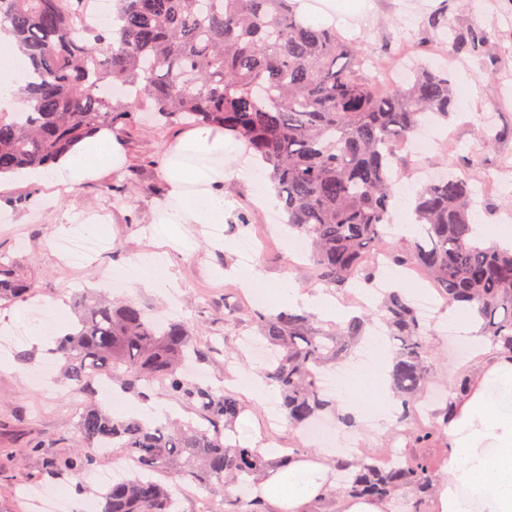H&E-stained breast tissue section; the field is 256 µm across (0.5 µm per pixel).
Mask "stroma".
<instances>
[{"instance_id":"35a3bbf8","label":"stroma","mask_w":512,"mask_h":512,"mask_svg":"<svg viewBox=\"0 0 512 512\" xmlns=\"http://www.w3.org/2000/svg\"><path fill=\"white\" fill-rule=\"evenodd\" d=\"M349 12L358 23L347 38L372 55L377 70H385L396 61L408 67L430 64L438 51H445L448 78L457 98L448 120L451 136L447 149H435L419 162L426 167L444 163L454 171L478 176L481 192L476 223L489 229L511 216L512 175H500L499 170L504 160L512 157V0H358ZM437 12L456 29L488 28L492 34L490 53H457L450 41L428 26L429 16ZM491 102L497 105L499 138L494 147L486 148L478 136L477 119ZM184 133L179 125H127L118 137L125 162L61 192L54 202L48 201L42 186L12 176L0 179V225L14 228L10 235L0 232V260L12 264L36 285L28 300L0 306V324L8 323L15 330L14 335L0 340V512H35L32 494L13 493V486L40 474L46 455L68 453L78 439L67 395L33 390L27 381V367L14 359L18 351L31 352L38 363L45 356V345L30 334L35 305L51 301L63 314L71 312L67 284L73 274L49 243L78 216H96L107 209L112 212L109 223L98 228L112 251L83 265L76 274L82 287L111 292L113 282L139 257L163 251L167 261L164 271L183 298V317L195 335L203 340L218 332L234 348L232 368H225L220 359L202 366L206 382L220 389L229 379L259 374L260 362L238 348L240 337L254 333L248 308H241L232 320L224 318L225 286H243L235 274L241 266L239 242L248 230L262 229L265 222L264 210L253 204L250 184L236 177L225 181L224 221L212 225L210 231L202 233L196 225L185 224L164 246L141 233L142 226L155 222L159 208L169 199L163 161ZM130 183L135 186L131 193L126 190ZM244 218L249 221L245 229L239 226ZM283 250L281 242H270L255 263L268 290L295 287L310 295L319 293L320 285L309 280L306 270L290 266ZM278 405L279 398L273 392L243 399L237 439L253 447L296 446L299 434L287 423H280L271 438L263 430L267 414L277 411ZM48 434L56 438L48 454L16 460L18 449L28 439ZM123 460L117 450L104 455L95 474L111 473ZM95 474L81 481L67 478V485L75 489L70 497L73 512H94L99 492Z\"/></svg>"}]
</instances>
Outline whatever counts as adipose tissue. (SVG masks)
Here are the masks:
<instances>
[{
  "mask_svg": "<svg viewBox=\"0 0 512 512\" xmlns=\"http://www.w3.org/2000/svg\"><path fill=\"white\" fill-rule=\"evenodd\" d=\"M20 51L13 37L0 31V112L19 111L18 90L24 76L16 66ZM230 147L223 132L210 127L188 131L175 145L168 161L166 179L171 203L162 209L159 236L183 224H220L224 221V183L205 168L181 162L182 153L223 160ZM124 159L120 142L101 130L58 158L53 168L27 169V182L47 188L60 182L79 184L102 175ZM392 355L386 347L376 349L374 367L342 382L344 409L356 412L358 399L372 397L381 412L390 413L393 397L389 386ZM448 472L451 483L441 495L443 512H512V363L485 360L482 379L457 407L448 424ZM319 466L290 464L286 474L274 475L272 484L284 485L279 500L288 512L296 502L317 494Z\"/></svg>",
  "mask_w": 512,
  "mask_h": 512,
  "instance_id": "adipose-tissue-1",
  "label": "adipose tissue"
}]
</instances>
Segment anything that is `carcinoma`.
Returning a JSON list of instances; mask_svg holds the SVG:
<instances>
[{
	"instance_id": "1",
	"label": "carcinoma",
	"mask_w": 512,
	"mask_h": 512,
	"mask_svg": "<svg viewBox=\"0 0 512 512\" xmlns=\"http://www.w3.org/2000/svg\"><path fill=\"white\" fill-rule=\"evenodd\" d=\"M107 28L88 27V0H0V30L10 32L34 78L21 89L22 115L0 114V175L46 167L99 129L136 121L141 103L164 125H210L244 142L268 171L288 234L311 247L309 278L334 295L368 286L373 253L386 240L397 183L408 158L394 147L425 122L448 121L454 106L448 75L421 67L404 85L382 91L366 55L336 29L314 26L296 0H120ZM457 51L482 54V28L453 37ZM477 184L447 173L422 184L414 212L421 239L388 244L393 265L421 270L444 302L464 304L479 324L480 344L512 362V249L480 239L473 211ZM31 280L0 261V305L24 300ZM76 322L53 352L66 383L89 402L77 424L81 449L47 460L57 478L94 468L93 448H120L140 474L99 494V512H172L173 497L151 475L175 477L223 492L219 512H276L256 491L260 480L304 460L229 438L242 404L231 390L190 378L184 363H210L214 341L201 342L183 320L152 319L136 302L85 290ZM379 320L393 355L389 373L397 422L425 448L445 439L448 417L471 393L475 376L448 383L430 425L411 428L433 379L434 325L418 316L408 293L390 288L376 307L339 326L302 308L255 311L256 335L272 349L263 377L280 393L289 425L305 430L332 419L355 426L324 394L320 375L348 359ZM141 401L162 393L205 418L194 425L171 417L113 415L96 398L99 380ZM333 484L314 500L349 506L403 505L428 512L438 499L433 461L410 453L389 468L369 457L327 459Z\"/></svg>"
}]
</instances>
